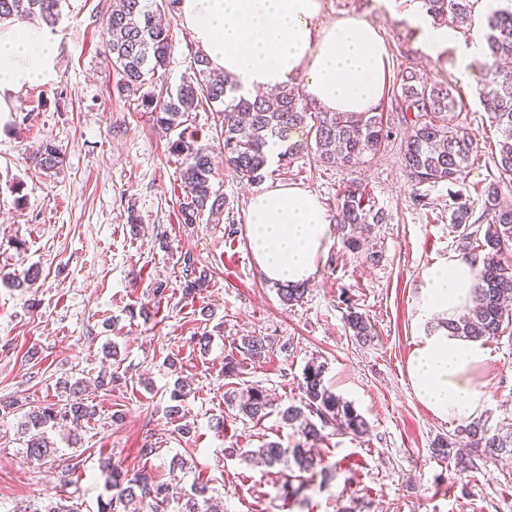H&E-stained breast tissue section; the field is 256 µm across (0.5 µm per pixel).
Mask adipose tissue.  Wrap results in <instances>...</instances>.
I'll list each match as a JSON object with an SVG mask.
<instances>
[{
	"mask_svg": "<svg viewBox=\"0 0 512 512\" xmlns=\"http://www.w3.org/2000/svg\"><path fill=\"white\" fill-rule=\"evenodd\" d=\"M324 0H180L178 13L198 50L247 93L269 91L301 78L306 96L327 112L375 108L389 75L386 44L367 19L347 16L326 25ZM408 18L426 54L439 58L455 32L434 24L421 0ZM56 44L46 27L0 22V112L15 94L54 73ZM334 226L315 193L297 185L266 184L248 207L249 249L270 283L311 281L333 238ZM479 265L453 254L421 274L418 317L426 329L406 365L417 400L435 417L469 422L484 405L475 373L486 358L478 342L431 328L456 319L471 303Z\"/></svg>",
	"mask_w": 512,
	"mask_h": 512,
	"instance_id": "ef3b65f1",
	"label": "adipose tissue"
}]
</instances>
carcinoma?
<instances>
[{
	"instance_id": "carcinoma-1",
	"label": "carcinoma",
	"mask_w": 512,
	"mask_h": 512,
	"mask_svg": "<svg viewBox=\"0 0 512 512\" xmlns=\"http://www.w3.org/2000/svg\"><path fill=\"white\" fill-rule=\"evenodd\" d=\"M476 0H422L426 13L439 25L453 24L470 29ZM491 10L483 36V59L479 62L478 93L490 103L491 122L501 133L498 153L492 157L498 176L482 191L480 219L487 222L483 240L477 243L482 252L479 282L468 314L458 321L440 323L455 336L473 341L490 340L512 323V201L502 192V185L512 180V71L500 68L501 61L512 59V0ZM62 0H0V20L29 22L40 20L53 28L62 14ZM179 0H112L106 19L109 40L106 50L117 74L115 89L120 95L140 94V105L154 113L156 125L174 133L168 149L182 159L179 203L181 221L195 224L208 216L215 224L224 216V197L212 189L214 165L209 147L198 144L182 126L189 113L206 103L215 112L222 143L224 169L250 183L265 177L269 164L268 148L283 143L279 153L284 165L292 164L302 152L311 154L316 166L356 168L371 161L380 151L391 131L385 129L380 116L372 112H325L299 88L284 85L270 102L261 96H249L224 77L216 75L203 55L195 56L193 75L182 79L175 89H165L166 99L141 90L148 84L165 80L171 50L169 29L156 21L161 10L173 11ZM401 112L413 113L406 122L402 163L415 184H438L462 178L477 156L478 144L473 137L455 126L446 114L456 111L458 98L450 83L429 82L411 67L400 75V94L395 96ZM305 135L292 140V134ZM35 163L43 170L63 165V157L50 143L36 153ZM342 243L346 251H363L366 235L374 224L386 221L382 210L366 206L358 185L350 183L336 198ZM472 209L459 205L451 223L461 230L465 246L471 245ZM183 299L195 301L208 288L211 270L190 253L182 256ZM280 300L287 305L299 303L307 292L305 284L276 285ZM346 324L352 337L363 344L371 340L372 325L367 317L350 308ZM269 350L261 336L241 338L239 351L249 358H259ZM300 399L279 410L281 422L297 428L293 446L283 447L268 441L242 453L250 461L273 468L294 464L299 475L284 485L285 495L299 498L306 486L305 474L312 471L320 458L321 445L327 434L362 436L369 427L353 405L333 392L324 381V365L313 361L303 369L299 383ZM272 408L267 390L251 385L238 405V412L251 420H260ZM96 408L82 397L76 387L69 388L65 403L36 406L25 414L24 433L27 456L42 460L52 448L43 429L58 423L89 420ZM434 451L444 459L454 458L457 471L476 466V461L497 460L512 455V431H491L480 421L461 426L452 437H439ZM109 482L115 493L99 503V512H168L171 503L177 512H222L209 496V486L195 481L190 491L172 482H157L146 474L129 475L113 469ZM16 512H72L59 500L40 506L29 504Z\"/></svg>"
}]
</instances>
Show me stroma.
<instances>
[{
	"label": "stroma",
	"instance_id": "stroma-1",
	"mask_svg": "<svg viewBox=\"0 0 512 512\" xmlns=\"http://www.w3.org/2000/svg\"><path fill=\"white\" fill-rule=\"evenodd\" d=\"M112 0H65L52 31L58 45L55 77L21 89L14 110L0 117V397L30 406L65 398L64 382L88 381L100 370L121 378L112 390L88 386L97 414L91 421L49 430L54 458L27 457L23 412L0 414V512L58 499L77 512H98L112 490L108 467L178 479L199 477L224 502V512H512V456L480 462L464 474L433 450L436 437L458 425L434 417L414 396L405 365L422 326L417 299L425 267L462 253L450 222L459 204L481 214V193L494 177L500 135L476 87L477 66L460 71V45L481 41L489 4L477 0L470 30L459 32L438 60H430L406 19L408 0H325L324 22L356 15L369 20L386 43L390 79L380 101L394 134L370 162L348 171L315 167L299 155L290 167L270 160L266 181L317 194L328 214L351 181L365 188L388 216L375 225L364 250L346 252L334 240L302 302L287 306L259 272L248 245L247 212L259 186L224 171L212 187L225 200L222 223L181 222L180 157L136 97L118 95L105 54ZM172 34L166 78L179 84L197 53L179 15L167 16ZM414 67L449 82L464 99L455 124L478 143V157L460 180L412 185L402 165L406 125L394 94L401 69ZM64 158L58 172L38 168L43 143ZM212 272L196 303L181 292L182 252ZM39 269L35 284L14 279ZM169 286L159 311L142 314L156 281ZM209 307L214 328L208 350L194 336L204 330L198 310ZM373 327L359 343L346 327L349 307ZM262 336L271 350L245 360L236 382L224 377V358L241 337ZM487 359L478 381L485 392L479 419L491 430L512 427V327L485 341ZM325 365L324 379L368 422L367 435L330 436L323 453L329 480L314 477L300 501L286 499L288 467L268 469L245 460V450L275 440L293 445L295 429L278 411L300 396L308 361ZM184 380L190 393L182 421L168 417L169 392ZM259 385L275 410L261 421L239 415L232 388ZM119 422H112V415ZM189 434L178 431L179 424ZM157 452L144 457L145 443ZM236 456H228V449ZM78 455L65 470L58 459ZM181 457L185 470L170 467Z\"/></svg>",
	"mask_w": 512,
	"mask_h": 512
}]
</instances>
